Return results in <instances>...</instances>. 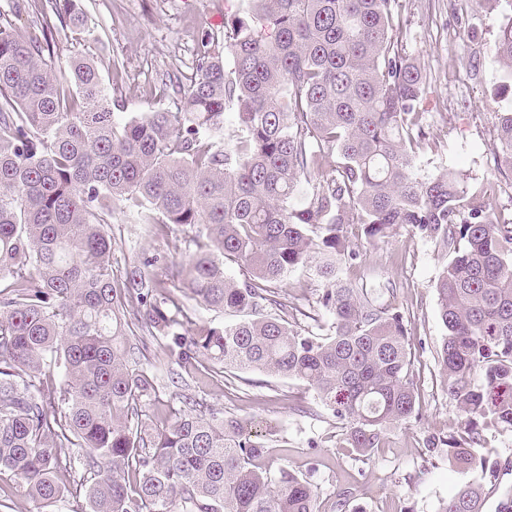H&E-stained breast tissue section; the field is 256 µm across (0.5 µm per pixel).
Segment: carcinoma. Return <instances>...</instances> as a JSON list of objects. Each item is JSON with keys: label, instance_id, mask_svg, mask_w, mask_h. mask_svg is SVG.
<instances>
[{"label": "carcinoma", "instance_id": "obj_1", "mask_svg": "<svg viewBox=\"0 0 512 512\" xmlns=\"http://www.w3.org/2000/svg\"><path fill=\"white\" fill-rule=\"evenodd\" d=\"M252 2L223 39L201 35L176 111L123 123L91 57L68 61V94L50 42L0 16V471L38 510L67 498L72 512H318V485L266 464L273 447L251 423L194 401L149 424L159 388L147 340L173 368L206 361L305 383L351 454L369 459L419 415L417 385L396 301L342 271L359 258L353 230L373 242L407 229L449 256L435 283L437 358L461 422L424 448L480 479L436 512H482L483 484L502 467L485 431L512 434V219L493 217L456 171L418 177L426 76L405 53L398 0ZM54 9L84 28L75 0ZM493 53L497 169L512 173V105H501L512 18ZM122 206L157 236L186 230L172 276L233 320L189 316L156 256L115 274ZM228 261L250 275L226 274ZM309 264L325 335L274 288Z\"/></svg>", "mask_w": 512, "mask_h": 512}]
</instances>
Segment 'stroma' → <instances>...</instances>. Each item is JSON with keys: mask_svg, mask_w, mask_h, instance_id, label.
<instances>
[{"mask_svg": "<svg viewBox=\"0 0 512 512\" xmlns=\"http://www.w3.org/2000/svg\"><path fill=\"white\" fill-rule=\"evenodd\" d=\"M21 3L20 13L10 17L15 32L25 38L50 27L54 72L64 85L69 82V59L89 53L120 121L138 112L172 108L171 99L155 95V87L170 76L190 74L201 32L223 34L225 19L248 9V0H77L88 27L79 33L61 25L51 0ZM399 13L405 52L427 78L423 125L432 144L418 157L419 175L453 168L470 188L494 184L490 213L512 217V175L497 170L494 113L484 102L502 74L491 51L498 20L490 18L481 0H399ZM112 234L117 270H124L135 254L157 253L167 259L158 275L166 287H173L168 266L181 259L180 226H171L167 236L151 237L140 225L125 223L119 213ZM355 243L360 258L347 277L364 275L396 291L422 412L420 419L390 429L372 459H352L342 424L303 383L260 373L213 376L194 368L174 382L165 352L156 345L147 356L162 401L148 414L163 416L192 396L226 415L254 422L259 434L280 442L272 466H287L320 486L319 512H338L339 496L346 491L364 512H435L440 500L478 477L476 471L453 467L447 458L424 453L428 434L447 435L461 422L440 382L437 359L445 329L435 281L448 253L404 229L374 244L362 236Z\"/></svg>", "mask_w": 512, "mask_h": 512, "instance_id": "obj_1", "label": "stroma"}]
</instances>
